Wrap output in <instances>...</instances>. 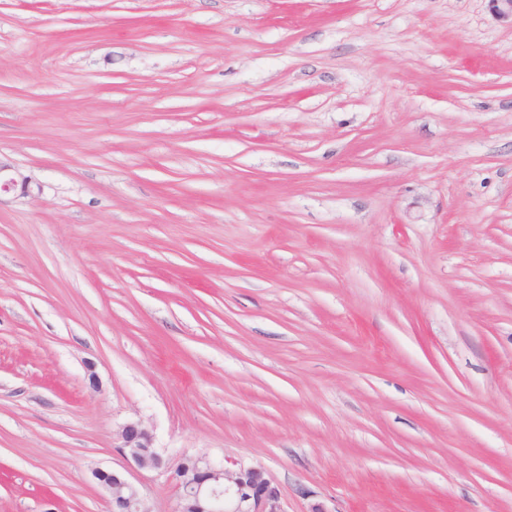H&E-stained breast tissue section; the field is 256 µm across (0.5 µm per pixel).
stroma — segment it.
I'll return each mask as SVG.
<instances>
[{
  "instance_id": "1",
  "label": "stroma",
  "mask_w": 512,
  "mask_h": 512,
  "mask_svg": "<svg viewBox=\"0 0 512 512\" xmlns=\"http://www.w3.org/2000/svg\"><path fill=\"white\" fill-rule=\"evenodd\" d=\"M0 159V512H111L98 468L171 512L130 421L285 512H512L482 0H0ZM28 184L27 180L18 174L11 164L2 162L0 159V197L2 193L13 191L18 186L22 192H26Z\"/></svg>"
}]
</instances>
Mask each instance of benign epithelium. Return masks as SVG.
<instances>
[{"mask_svg": "<svg viewBox=\"0 0 512 512\" xmlns=\"http://www.w3.org/2000/svg\"><path fill=\"white\" fill-rule=\"evenodd\" d=\"M490 16L512 27V0H484ZM28 182L14 167L0 161V194ZM118 449L139 470L163 475L175 491L172 512H284L279 488L256 466L226 458L216 464L205 455H184L171 463L153 445V436L139 421L124 424L117 436ZM128 470L96 469L93 476L106 491L112 512H152L140 488L127 477Z\"/></svg>", "mask_w": 512, "mask_h": 512, "instance_id": "7a95c632", "label": "benign epithelium"}]
</instances>
